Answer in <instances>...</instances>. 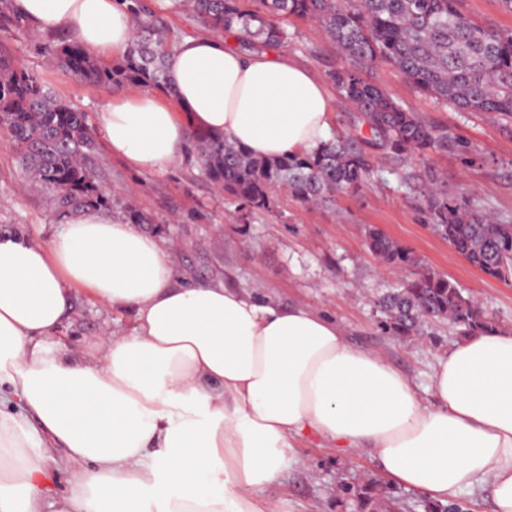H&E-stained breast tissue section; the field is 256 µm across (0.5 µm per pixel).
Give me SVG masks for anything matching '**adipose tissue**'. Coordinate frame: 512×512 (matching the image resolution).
I'll return each instance as SVG.
<instances>
[{
  "label": "adipose tissue",
  "mask_w": 512,
  "mask_h": 512,
  "mask_svg": "<svg viewBox=\"0 0 512 512\" xmlns=\"http://www.w3.org/2000/svg\"><path fill=\"white\" fill-rule=\"evenodd\" d=\"M44 30L118 58L125 0H14ZM235 34H187L167 59L174 99L113 96L109 151L152 172L179 158L178 120L259 157L309 152L334 107L288 50L246 54ZM134 315L73 354L51 344L77 290ZM0 512H43L52 449L70 466L59 512H288L262 492L314 435L366 456L390 483L446 503L488 490L512 512V330L462 338L426 393L336 321L221 284L175 281L156 238L103 210L73 215L42 247L0 233Z\"/></svg>",
  "instance_id": "adipose-tissue-1"
}]
</instances>
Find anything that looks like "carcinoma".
Instances as JSON below:
<instances>
[{
  "label": "carcinoma",
  "mask_w": 512,
  "mask_h": 512,
  "mask_svg": "<svg viewBox=\"0 0 512 512\" xmlns=\"http://www.w3.org/2000/svg\"><path fill=\"white\" fill-rule=\"evenodd\" d=\"M13 0H0V37L30 30ZM174 9L195 13L203 29L239 34L243 52L286 47L288 21L318 24L337 46L342 66L326 73L339 97L353 105L354 131L340 132L321 147L276 158L251 155L224 135L190 129L191 157L220 191L248 213L271 210L286 191L306 204H327L365 187L372 175V146L408 168L403 183L420 194L431 229L470 265L506 280L512 275V219H497L465 195L450 197L431 172L412 168L414 159L453 151L467 159V142L439 122L396 101L371 77L376 60L396 66L441 107L485 112L512 121V32L503 34L473 21L458 0H171ZM133 40L118 60H104L75 36L41 45L48 61L84 81L115 90L167 91L166 60L173 40L162 18L134 0ZM0 125L8 129L16 158L31 185L62 215L109 205L103 184L112 177L85 113L0 46ZM366 244L381 264L412 277L383 294L382 328L417 336L425 322L446 321L465 335L496 325L451 279L422 268L414 252L370 226ZM356 512H402L395 492L369 482L344 486Z\"/></svg>",
  "instance_id": "carcinoma-1"
}]
</instances>
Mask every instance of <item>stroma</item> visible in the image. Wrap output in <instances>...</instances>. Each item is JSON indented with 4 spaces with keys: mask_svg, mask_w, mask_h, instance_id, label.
I'll use <instances>...</instances> for the list:
<instances>
[{
    "mask_svg": "<svg viewBox=\"0 0 512 512\" xmlns=\"http://www.w3.org/2000/svg\"><path fill=\"white\" fill-rule=\"evenodd\" d=\"M290 52L318 76L341 65L335 45L313 23L293 20ZM47 33L8 40L16 61L48 82L64 99L86 112L94 133H101V112L112 88L86 83L69 71L45 63L40 46ZM373 80L404 107L446 124L453 136L470 141L469 161L456 153L430 155L427 164L448 195L468 193L480 207L512 218V124L474 112L442 109L412 85L391 64L379 61ZM112 179L107 184L108 211L125 216L134 207L148 216L139 232L170 248L184 285L222 283L283 305H304L342 323L350 343L385 356L419 388L429 384L438 354L459 334L445 322L425 325L418 337L393 336L382 330L378 299L402 279L399 271L380 266L367 248L365 230L376 226L412 249L424 268L455 281L491 315L497 327L512 329V282L472 267L435 235L425 223L416 199L401 185V170L376 155L377 176L363 190L337 197L334 204L315 207L279 193L273 211L242 216L231 196H219L214 185L188 156L154 173H141L122 159L107 156ZM66 218L47 207L17 166L15 150L0 128V232H20L33 243L48 245ZM131 312H112L77 294L73 312L55 340L69 351L81 350L106 332L130 333ZM280 484L266 497L284 500L289 512H353L341 492L345 482L380 481L374 463L335 448L312 436L301 439Z\"/></svg>",
    "mask_w": 512,
    "mask_h": 512,
    "instance_id": "stroma-1",
    "label": "stroma"
}]
</instances>
